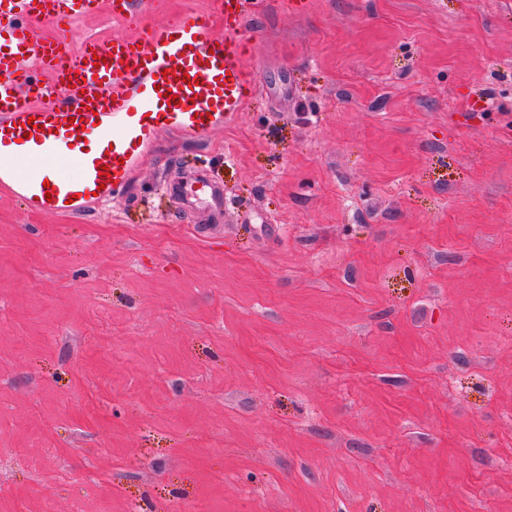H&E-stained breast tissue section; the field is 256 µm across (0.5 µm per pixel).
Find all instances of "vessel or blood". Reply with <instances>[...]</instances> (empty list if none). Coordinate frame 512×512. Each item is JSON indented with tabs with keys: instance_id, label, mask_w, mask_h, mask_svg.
<instances>
[{
	"instance_id": "vessel-or-blood-1",
	"label": "vessel or blood",
	"mask_w": 512,
	"mask_h": 512,
	"mask_svg": "<svg viewBox=\"0 0 512 512\" xmlns=\"http://www.w3.org/2000/svg\"><path fill=\"white\" fill-rule=\"evenodd\" d=\"M254 0H219L224 36L191 12L144 38L90 41L71 56L64 38L41 39L30 23L55 19L59 0H0L12 25L0 38V188L44 213H75L94 199L125 193L139 160L163 132L199 137L242 108L259 82L237 31ZM102 64H93V57ZM29 163L27 171L12 164ZM65 158L76 173L58 176ZM108 176H101V168ZM177 198L224 215V193L200 175L170 187Z\"/></svg>"
}]
</instances>
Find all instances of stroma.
Here are the masks:
<instances>
[{
  "label": "stroma",
  "mask_w": 512,
  "mask_h": 512,
  "mask_svg": "<svg viewBox=\"0 0 512 512\" xmlns=\"http://www.w3.org/2000/svg\"><path fill=\"white\" fill-rule=\"evenodd\" d=\"M81 3L37 35L216 7ZM240 40L258 95L124 194L0 189V512H512V0H262ZM199 174L184 177L181 181L170 185V192L177 198L186 202H193L204 205L208 209V217L218 221L224 215V192L217 187H211L210 193L206 185L201 184L203 180Z\"/></svg>",
  "instance_id": "stroma-1"
}]
</instances>
